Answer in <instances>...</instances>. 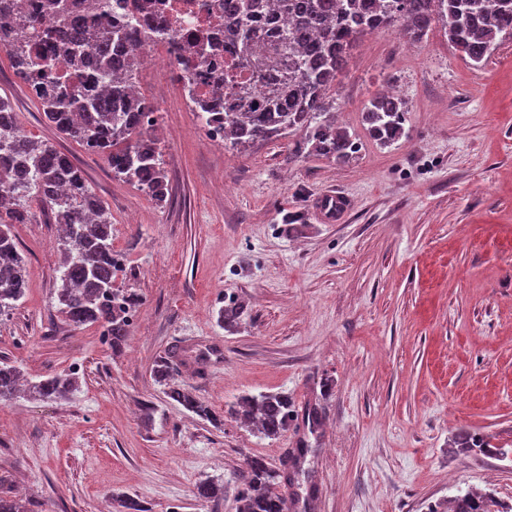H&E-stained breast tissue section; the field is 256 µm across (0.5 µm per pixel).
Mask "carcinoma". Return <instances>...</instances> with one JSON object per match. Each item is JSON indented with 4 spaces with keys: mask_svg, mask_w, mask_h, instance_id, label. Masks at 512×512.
<instances>
[{
    "mask_svg": "<svg viewBox=\"0 0 512 512\" xmlns=\"http://www.w3.org/2000/svg\"><path fill=\"white\" fill-rule=\"evenodd\" d=\"M47 6L67 18L52 35L82 72L78 86L50 79L48 60H31L20 39L1 27L0 50L55 129L105 156L114 176L164 202L167 175L154 123L145 121L155 108L133 92L140 61L115 53L126 32L93 28L86 19L70 16L61 0H47ZM224 15L236 20L234 54L250 77L224 99L222 114L207 112L209 105L192 95L190 104L209 122L222 125L226 146L246 147L301 130L307 154L340 165L357 158L360 143L338 125L328 91L357 35L397 25L416 42L438 20L448 41L476 66L488 61L499 41L512 38V0H224ZM91 42L95 50L89 57L85 44ZM362 118L371 138L382 146L404 134V102L392 92L371 99ZM0 148L8 151L0 156V186L7 188V194L0 195V316L9 315L26 293L27 270L12 225L31 221L26 201L36 199L50 210L61 231L59 284L53 293L57 311L74 328L100 326L112 348L121 349L140 298L114 287L118 260L112 251L108 207L67 155L49 142L21 133L17 112L1 95ZM20 168L30 172V179L16 183ZM242 314V306L228 304L221 309L219 322L231 330ZM174 371L168 357L152 369L159 382L173 378ZM76 384L74 374L65 373L23 385L18 369L0 361V403L22 391L32 398H61ZM167 396L202 419L222 423L207 404L178 385L169 387ZM231 415L254 424L267 437L283 435L297 420L293 402L282 393L244 396ZM457 444L476 453L489 447L484 437L470 432L460 434ZM299 475L295 471L290 477L262 457L247 459L238 475L237 512H290V501L278 487L283 481L294 484ZM5 482L0 474V512H28L4 489ZM226 494L219 479L207 478L196 485L195 497L205 502H222ZM428 512H512V506L505 507L490 492L467 491L456 495L446 509L431 506Z\"/></svg>",
    "mask_w": 512,
    "mask_h": 512,
    "instance_id": "carcinoma-1",
    "label": "carcinoma"
}]
</instances>
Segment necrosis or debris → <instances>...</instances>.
<instances>
[{"mask_svg":"<svg viewBox=\"0 0 512 512\" xmlns=\"http://www.w3.org/2000/svg\"><path fill=\"white\" fill-rule=\"evenodd\" d=\"M112 18L137 32L136 53L144 63L162 64L168 75L183 86H195L201 98L216 93L230 95L235 79L231 75L236 59L227 50L232 40L233 23L224 19L223 0H151L149 9L132 14L122 0H113ZM174 30L181 45V56H171L168 46L156 39V26ZM210 48V62L222 78L215 84L194 69L190 63L199 43Z\"/></svg>","mask_w":512,"mask_h":512,"instance_id":"necrosis-or-debris-1","label":"necrosis or debris"}]
</instances>
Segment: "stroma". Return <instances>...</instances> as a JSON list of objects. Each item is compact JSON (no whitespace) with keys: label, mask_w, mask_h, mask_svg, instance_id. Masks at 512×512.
<instances>
[{"label":"stroma","mask_w":512,"mask_h":512,"mask_svg":"<svg viewBox=\"0 0 512 512\" xmlns=\"http://www.w3.org/2000/svg\"><path fill=\"white\" fill-rule=\"evenodd\" d=\"M137 85L156 108L160 205L58 133L0 51V95L26 136L84 170L112 213L115 284L141 298L121 351L98 326H69L52 299L57 226L36 203L14 225L28 287L0 317V360L78 384L0 404L13 491L33 512H113L119 495L150 512H236L248 458L277 466L304 446L291 512H427L467 490L512 504V39L477 67L438 21L418 42L395 27L359 36L329 93L361 144L345 165L299 152V131L226 147L159 70L140 68ZM389 86L405 134L383 146L362 112ZM330 191L352 202L333 224L314 208ZM234 302L244 315L227 332L218 313ZM166 354L222 426L168 398L152 375ZM264 393L317 408L322 428L270 438L231 417ZM463 431L489 449L455 447ZM205 478L223 480V502L195 498Z\"/></svg>","instance_id":"1"}]
</instances>
